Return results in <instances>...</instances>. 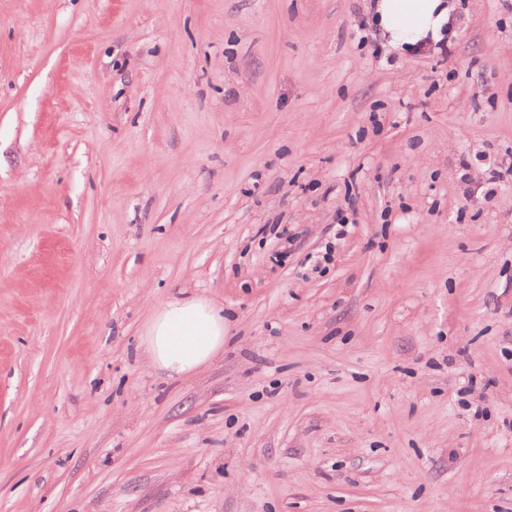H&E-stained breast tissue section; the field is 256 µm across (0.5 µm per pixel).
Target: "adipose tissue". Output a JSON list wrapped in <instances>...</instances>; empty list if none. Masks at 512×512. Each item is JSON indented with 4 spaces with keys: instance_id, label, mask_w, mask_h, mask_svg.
I'll return each mask as SVG.
<instances>
[{
    "instance_id": "adipose-tissue-1",
    "label": "adipose tissue",
    "mask_w": 512,
    "mask_h": 512,
    "mask_svg": "<svg viewBox=\"0 0 512 512\" xmlns=\"http://www.w3.org/2000/svg\"><path fill=\"white\" fill-rule=\"evenodd\" d=\"M371 23L390 52L428 50L453 35L455 0H372ZM224 318L208 299L175 296L153 312L146 330L150 365L184 378L211 363L224 346Z\"/></svg>"
}]
</instances>
